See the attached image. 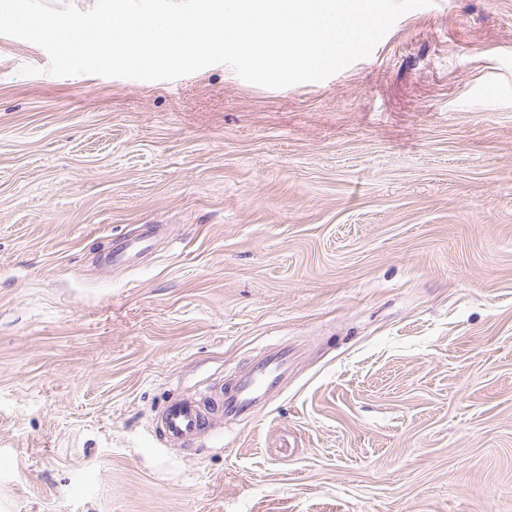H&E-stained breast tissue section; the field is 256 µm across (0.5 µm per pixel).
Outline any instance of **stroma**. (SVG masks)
I'll list each match as a JSON object with an SVG mask.
<instances>
[{
	"label": "stroma",
	"instance_id": "35a3bbf8",
	"mask_svg": "<svg viewBox=\"0 0 512 512\" xmlns=\"http://www.w3.org/2000/svg\"><path fill=\"white\" fill-rule=\"evenodd\" d=\"M48 66L0 35V512H512V0L282 89ZM280 344L256 414L161 439ZM153 246V237L149 235L130 238L127 234L112 241V250L106 263L112 267L130 265L141 254L149 251Z\"/></svg>",
	"mask_w": 512,
	"mask_h": 512
}]
</instances>
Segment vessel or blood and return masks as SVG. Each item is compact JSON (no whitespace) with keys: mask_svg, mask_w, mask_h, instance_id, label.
I'll return each mask as SVG.
<instances>
[{"mask_svg":"<svg viewBox=\"0 0 512 512\" xmlns=\"http://www.w3.org/2000/svg\"><path fill=\"white\" fill-rule=\"evenodd\" d=\"M153 246L152 236L138 238L121 236L113 240L107 257L110 266L132 264ZM293 360L281 347L263 351L252 368L228 381L205 402L186 398L167 404L158 421L163 438L171 443H184L214 431L217 424L233 420L252 411L260 401L278 389L288 374Z\"/></svg>","mask_w":512,"mask_h":512,"instance_id":"obj_1","label":"vessel or blood"}]
</instances>
